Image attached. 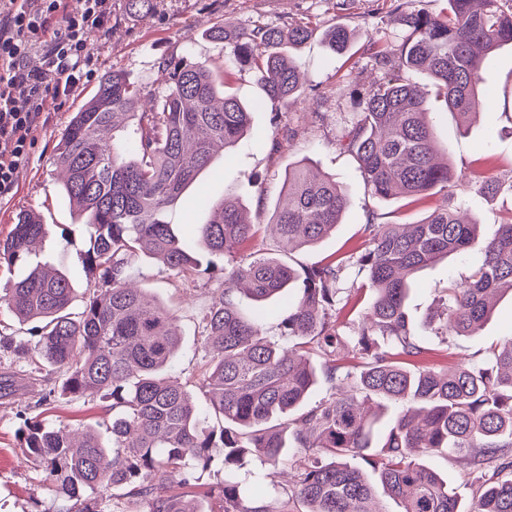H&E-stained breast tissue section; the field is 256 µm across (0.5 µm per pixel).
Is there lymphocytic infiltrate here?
Here are the masks:
<instances>
[{
	"label": "lymphocytic infiltrate",
	"mask_w": 512,
	"mask_h": 512,
	"mask_svg": "<svg viewBox=\"0 0 512 512\" xmlns=\"http://www.w3.org/2000/svg\"><path fill=\"white\" fill-rule=\"evenodd\" d=\"M111 15L112 0H83L77 14L67 12L65 0H0V199L13 192L16 172L30 160L45 96L69 95L90 61L91 35ZM40 47L46 69H28L26 58Z\"/></svg>",
	"instance_id": "obj_1"
}]
</instances>
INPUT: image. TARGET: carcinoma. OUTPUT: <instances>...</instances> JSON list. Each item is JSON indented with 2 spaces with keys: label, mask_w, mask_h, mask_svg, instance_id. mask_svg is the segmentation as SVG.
<instances>
[{
  "label": "carcinoma",
  "mask_w": 512,
  "mask_h": 512,
  "mask_svg": "<svg viewBox=\"0 0 512 512\" xmlns=\"http://www.w3.org/2000/svg\"><path fill=\"white\" fill-rule=\"evenodd\" d=\"M447 4L439 15L417 10L403 18L409 34L396 52L376 53L379 65L396 74L370 86L340 139L373 195L419 200L439 188L445 203L417 224L370 221L365 247L301 274L271 256H242L224 269V288L201 319L204 407L169 375L181 342L176 317L134 286L130 257L155 259L177 274L197 270L193 237L179 236L168 212L208 168L215 146L232 149L243 138L249 111L231 95L218 96L224 82L207 64L182 57L163 62L168 91L157 107L141 111L138 87L112 72L73 113L56 161L89 231L84 264L97 288L72 313L69 277L37 263L0 289V303L18 322L41 323L23 373L34 380L45 363L58 374L48 395L112 401L110 448L91 428L75 445L63 430L23 420L27 455L73 501L66 512H104L91 495L108 486L126 490L110 512H277L261 501L270 493L267 474L249 470L242 478L240 471L252 460L276 467L285 459L297 479L280 494L303 512H387L376 500L378 484L401 512H512V336L483 362L446 372L402 361L424 352L406 309L410 274L478 248L481 259L465 283L446 288L443 329L456 336L481 327L492 310L488 295L512 293V217L482 239L479 224L460 215L452 188L463 176L435 144L427 112L433 93L459 127L468 123L489 97L480 90L488 54L512 44V12L501 0ZM310 35L306 27L209 31L255 69L267 100L283 103L302 92L298 66L283 46ZM350 40L340 24L327 34L335 53ZM413 71L425 74L430 88L411 83ZM348 202L335 178H310L300 161L288 166L287 201L270 224L283 243L313 245L336 228ZM199 206L213 212L196 227L210 252L234 257L248 248L256 225L243 205L225 197L202 198ZM46 234L38 215L19 216L0 243V263L26 260ZM350 268L365 274L373 298L346 342L340 317L351 299ZM283 293L288 315L280 334L270 336L265 304ZM346 347L360 372L337 365ZM321 378L329 395L303 410ZM375 398L397 407L377 442L379 416L365 411ZM440 452L483 478V492L470 503L420 461ZM215 463L223 482L202 486L198 472ZM212 498L222 502L217 511L204 507Z\"/></svg>",
  "instance_id": "cac0c4a2"
}]
</instances>
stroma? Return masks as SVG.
I'll list each match as a JSON object with an SVG mask.
<instances>
[{"label":"stroma","mask_w":512,"mask_h":512,"mask_svg":"<svg viewBox=\"0 0 512 512\" xmlns=\"http://www.w3.org/2000/svg\"><path fill=\"white\" fill-rule=\"evenodd\" d=\"M444 5L445 0H155L150 11L132 14L125 0H112L110 23L90 38L91 74L81 75L69 97L49 96L43 103L31 160L18 171L13 193L0 199V240L6 239L18 214L40 213L48 234L37 244L35 258L66 271L75 288L71 309L80 311L95 283L83 264L89 235L62 191L54 163L61 133L105 73L125 74L142 87L147 104L152 105L167 90L163 60L182 56L222 73L225 91L252 106L253 112L244 138L231 150H217L208 170L174 205L172 217L179 232H192L195 225L209 221V210L197 203L203 193L214 201L233 194L248 206L254 221L267 222L285 195L289 164L299 160L308 163L310 172L333 176L346 185L349 205L335 231L319 243L291 249L261 231L252 243L259 253L275 256L300 271L363 247L369 214H377L384 223L412 224L424 219L441 203V195L418 202L372 195L356 160L341 148L338 128L352 120L360 94L383 75L371 49L389 51L401 43L407 33L402 22L405 13L436 14ZM339 23L354 34L342 54L331 52L323 41L324 32ZM219 24L309 27L311 37L290 49L299 63L303 93L285 105L266 103L252 70L229 61L228 48L208 38V30ZM482 78L491 95L469 121L466 134H455V118L444 100L429 97L428 108L437 139L449 144V165L469 178L457 192L486 234L512 216V45L490 55ZM486 176L501 183L500 193L488 196L476 191V182ZM196 256L207 264V272L183 276L143 256L134 261L143 288L177 317L181 347L171 375L182 383L196 380L201 373L199 324L212 292L221 286L225 263L223 255L201 248ZM477 258L474 252L455 255L412 277L407 307L414 331L424 338L426 363L447 368L478 363L512 335V297L508 295L498 297L491 317L474 335L444 338L426 325L427 316L443 311L449 281L467 276ZM48 389L47 382L22 380L13 394L0 397V512H65L69 506L55 485L44 481L27 460L23 418H45L69 431L91 426L101 433L112 421L108 401L96 396L74 402L48 401L44 398ZM423 462L447 479L462 502L473 499L477 483L463 461L430 454Z\"/></svg>","instance_id":"35a3bbf8"}]
</instances>
